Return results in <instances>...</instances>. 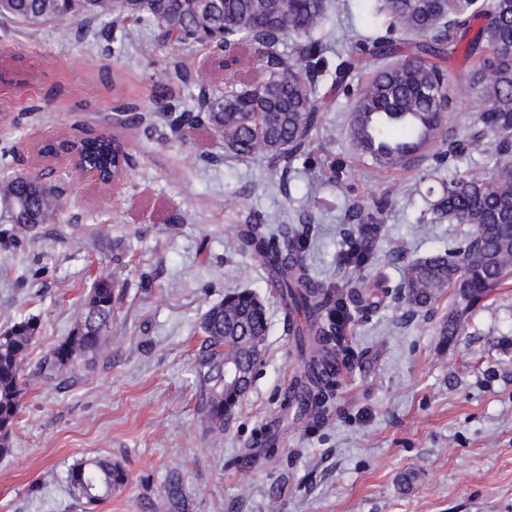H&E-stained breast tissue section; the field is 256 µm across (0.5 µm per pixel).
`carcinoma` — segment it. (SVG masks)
<instances>
[{"instance_id": "carcinoma-1", "label": "carcinoma", "mask_w": 512, "mask_h": 512, "mask_svg": "<svg viewBox=\"0 0 512 512\" xmlns=\"http://www.w3.org/2000/svg\"><path fill=\"white\" fill-rule=\"evenodd\" d=\"M0 0V17L28 25L65 23L74 16L130 15L155 27L166 43L200 42L205 32L221 33L217 52L226 43H263L256 56L242 55L224 73V91L200 89L198 106L165 113L169 128L194 127L199 113L224 137V152L257 158L267 171L288 176L298 161L316 163L313 136L324 110L319 80L346 92L359 80L361 65L411 47L410 56L379 65L355 95L346 128L348 139L370 165L381 172H405L431 159L443 167L489 140L496 155L484 176L454 175L431 204L424 224L448 220L464 230L448 246L406 260L398 299L415 313L433 308L449 295L448 315L438 327L446 340L495 289L512 280V0H382L374 12L392 19L385 31L373 29L343 36L344 46L332 62L315 37L330 20L333 0ZM463 52L470 61V84L479 89L482 111L471 117L468 134L447 140V113L456 94L444 62ZM447 149L429 153L431 146ZM84 161L103 176L128 165L121 146L104 137L84 140ZM58 201L55 187L18 177L0 181V211L18 233L50 218ZM387 198L367 206L353 202L344 213L350 226L336 255L342 277H318L304 254L311 215L272 226L253 211L234 225L240 249L267 276L284 301L288 335L300 360L281 403L288 414L324 419L333 409L340 363L354 361L345 330L352 312H376L392 297L377 284L357 288L362 272L374 260L379 218ZM112 279L100 277L86 293L81 311L65 339L32 365L29 354L40 323L28 318L0 330V454L8 453L30 377L72 378L107 348L116 305ZM204 340L197 367L201 390L199 420L210 432H221L249 389L268 334L260 298L250 290L224 296L203 316ZM237 379L224 383V368ZM70 489L88 505L112 496L126 482L125 470L109 456L83 459L67 471Z\"/></svg>"}]
</instances>
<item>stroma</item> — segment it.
<instances>
[{
	"instance_id": "obj_1",
	"label": "stroma",
	"mask_w": 512,
	"mask_h": 512,
	"mask_svg": "<svg viewBox=\"0 0 512 512\" xmlns=\"http://www.w3.org/2000/svg\"><path fill=\"white\" fill-rule=\"evenodd\" d=\"M67 26L65 36L55 23L0 19V154L11 174L61 191L51 218L23 239L0 222V330L37 318L34 363L68 335L99 275L120 298L106 354L74 380L31 384L0 456V512H170L175 481L182 512H512V282L447 342L437 333L444 300L427 314L392 300L354 316L346 336L359 358L343 369L328 419H289L273 454L254 464L247 456L259 429L280 416L298 361L285 306L237 250L233 223L253 210L274 221L313 214L306 259L332 278L346 207L388 197L365 276L395 289L402 264L393 250L421 257L455 235L447 223L419 230L447 172L426 164L402 176L372 170L345 134L351 101L338 89L314 144L316 167L285 179L259 160L226 157L209 125L173 134L122 121L126 107L154 108L158 72L211 57V48L166 44L153 28L108 18ZM445 66L457 88L447 128L459 137L481 102L463 78V53ZM87 132L120 140L130 155L109 191L48 171L22 146L35 134ZM338 162L348 176L335 184ZM245 288L266 305L268 336L249 390L214 434L197 415L199 322ZM95 456L112 457L127 482L91 508L65 477ZM408 471L415 479L407 486L400 477Z\"/></svg>"
}]
</instances>
